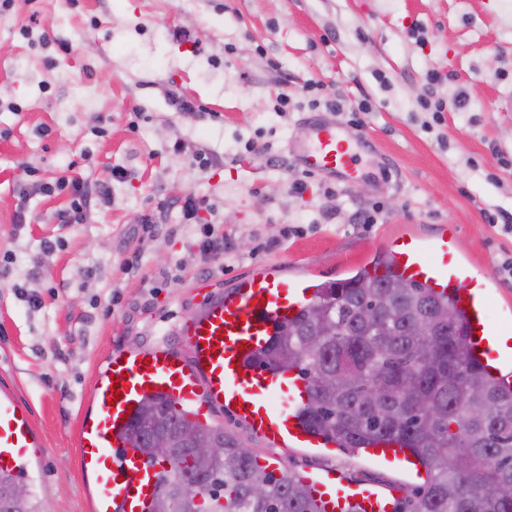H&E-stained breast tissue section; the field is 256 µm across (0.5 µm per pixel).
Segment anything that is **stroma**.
<instances>
[{"label":"stroma","mask_w":512,"mask_h":512,"mask_svg":"<svg viewBox=\"0 0 512 512\" xmlns=\"http://www.w3.org/2000/svg\"><path fill=\"white\" fill-rule=\"evenodd\" d=\"M33 20L52 43L25 35ZM310 83L337 101L338 121L361 115L386 183L343 186L293 163ZM510 90L512 0H12L0 11V389L41 435L24 482L46 512H91L77 438L112 356L180 348L177 327L259 266L336 282L372 266L394 235L454 224L460 250L497 281L494 326L512 334V280L498 276L512 234L484 219L512 216V110L500 105ZM175 93L196 112L177 111ZM201 151L214 165L201 167ZM63 174L105 185L109 204L64 224L69 195L20 200V187ZM187 194L211 204L203 222L223 224L222 258L201 251L175 209L143 232L142 215ZM364 208L375 223H354ZM209 423L303 477L333 469L402 504L424 484L367 453L273 444L225 408Z\"/></svg>","instance_id":"stroma-1"}]
</instances>
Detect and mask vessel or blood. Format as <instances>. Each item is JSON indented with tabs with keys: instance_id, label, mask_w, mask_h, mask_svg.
I'll list each match as a JSON object with an SVG mask.
<instances>
[{
	"instance_id": "b4317fda",
	"label": "vessel or blood",
	"mask_w": 512,
	"mask_h": 512,
	"mask_svg": "<svg viewBox=\"0 0 512 512\" xmlns=\"http://www.w3.org/2000/svg\"><path fill=\"white\" fill-rule=\"evenodd\" d=\"M302 138L289 141L288 152L304 172L348 185L374 180L363 156L377 155L374 140L339 123L327 112L303 120ZM456 225L444 224L430 237L402 235L390 249L391 269L402 279L451 295L464 309L469 345L488 371L512 368V342L502 339L488 317L492 283L466 262L457 248ZM312 297L301 277L258 269L233 290L210 299L177 330L189 350L181 356L168 348L148 354H119L98 376L90 397L91 413L78 437L81 464L98 484L94 512H151L157 478L166 465L148 463L127 438L125 415L149 395L166 399L177 413L207 419L214 408H229L259 436L299 446L321 447V436L305 430L296 406L307 396L296 372L252 365L276 324L294 318ZM40 439L27 408L8 390L0 391V470L20 469ZM373 455L410 468L414 460L394 442L378 443ZM312 496L320 512H396L398 499L368 483L344 480L329 471L311 477Z\"/></svg>"
}]
</instances>
